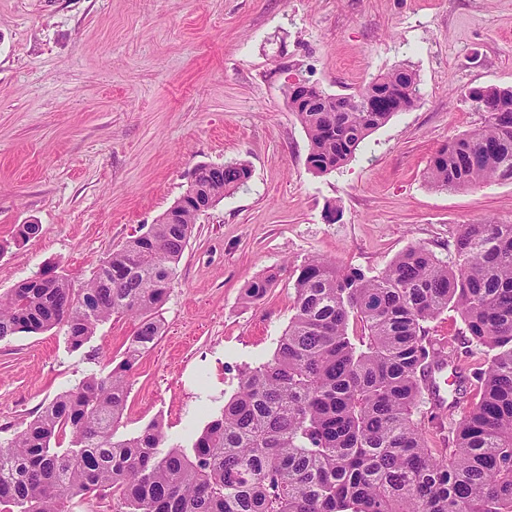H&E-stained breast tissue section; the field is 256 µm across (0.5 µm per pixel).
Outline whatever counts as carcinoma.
<instances>
[{
  "mask_svg": "<svg viewBox=\"0 0 512 512\" xmlns=\"http://www.w3.org/2000/svg\"><path fill=\"white\" fill-rule=\"evenodd\" d=\"M465 97L484 122L435 152L428 182L450 191L512 182V87ZM286 98L306 130L308 164L324 174L421 96L417 73L400 67L333 96L332 112L298 106L290 90ZM251 177L247 162L227 163L209 191L219 200ZM196 219L186 208L178 224L151 225L78 286L53 275L0 296V341L64 326L77 351L112 315L138 319L108 373L86 376L0 441V512H68L77 497L105 496L115 512H512V224L462 225L451 264L423 245L370 277L308 258L272 358L241 372L191 448L160 451V421L116 437L131 373L162 335L158 310ZM273 279L248 281L246 299H262ZM448 310L486 359L461 365L447 342L451 447L432 448L415 417L439 364L425 324ZM66 434L69 446L56 447Z\"/></svg>",
  "mask_w": 512,
  "mask_h": 512,
  "instance_id": "carcinoma-1",
  "label": "carcinoma"
}]
</instances>
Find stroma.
I'll return each mask as SVG.
<instances>
[{"label":"stroma","mask_w":512,"mask_h":512,"mask_svg":"<svg viewBox=\"0 0 512 512\" xmlns=\"http://www.w3.org/2000/svg\"><path fill=\"white\" fill-rule=\"evenodd\" d=\"M400 66L419 77L416 106L342 167L310 170L289 78L349 94ZM488 85L512 87V0H0V294L49 270L89 279L196 167L247 161L250 181L197 220L116 432L159 419L191 446L241 371L271 359L309 257L374 276L412 245L452 258L461 225L512 224V182L425 177L481 125L464 94ZM21 224L40 231L18 241ZM136 327L113 316L77 351L59 327L0 341V440L119 359Z\"/></svg>","instance_id":"35a3bbf8"}]
</instances>
